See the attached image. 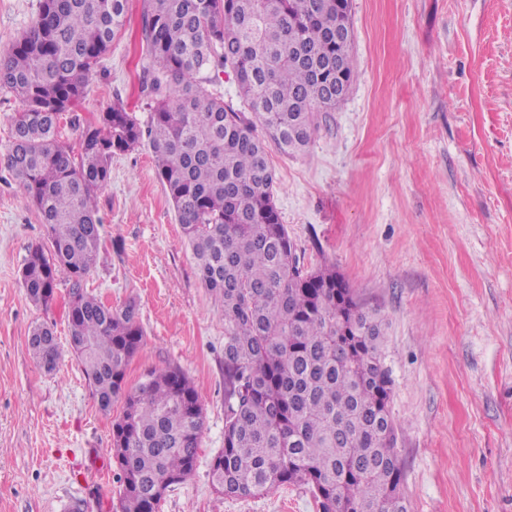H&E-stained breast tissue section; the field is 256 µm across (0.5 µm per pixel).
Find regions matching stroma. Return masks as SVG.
<instances>
[{"label":"stroma","mask_w":512,"mask_h":512,"mask_svg":"<svg viewBox=\"0 0 512 512\" xmlns=\"http://www.w3.org/2000/svg\"><path fill=\"white\" fill-rule=\"evenodd\" d=\"M40 0H0V50ZM143 0L64 124L122 100L138 119ZM356 78L317 115L304 155L270 154L276 207L305 267L335 266L386 324L391 414L409 512H512V0H350ZM102 244L88 291L138 306L143 344L126 370L180 367L204 409L196 470L159 512H319L288 485L230 499L212 485L224 446V318L199 281L147 145L116 155L97 194ZM50 248L30 197L0 164V512H120L112 421L81 365L45 372L38 324L68 340V274L49 308L20 282Z\"/></svg>","instance_id":"obj_1"}]
</instances>
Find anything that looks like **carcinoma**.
I'll list each match as a JSON object with an SVG mask.
<instances>
[{"label":"carcinoma","instance_id":"carcinoma-1","mask_svg":"<svg viewBox=\"0 0 512 512\" xmlns=\"http://www.w3.org/2000/svg\"><path fill=\"white\" fill-rule=\"evenodd\" d=\"M128 0H41L0 51V91L21 111L4 164L36 205L52 250L28 248L21 281L48 307L56 272L69 278V352L112 427L120 512H158L196 468L203 407L177 367L137 389L126 368L143 341L135 301L114 308L84 288L101 241L97 192L112 157L147 140L199 281L224 316V448L213 485L236 499L308 486L322 512H408L383 319L331 265L301 263L273 200L270 150L302 154L315 113L336 107L355 79L348 0H144L140 16L150 101L147 124L118 100L71 143L61 120L85 98L96 65L122 29ZM231 69L257 121L209 86ZM262 132H257L256 125ZM29 349L56 369L46 325Z\"/></svg>","mask_w":512,"mask_h":512}]
</instances>
